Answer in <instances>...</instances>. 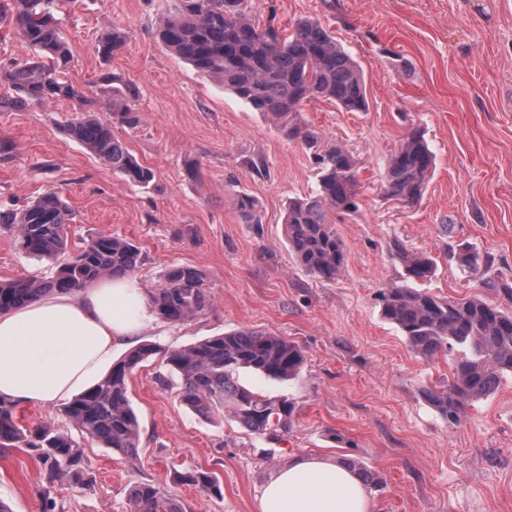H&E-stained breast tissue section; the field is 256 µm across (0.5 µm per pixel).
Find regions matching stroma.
Returning a JSON list of instances; mask_svg holds the SVG:
<instances>
[{
  "instance_id": "1",
  "label": "stroma",
  "mask_w": 512,
  "mask_h": 512,
  "mask_svg": "<svg viewBox=\"0 0 512 512\" xmlns=\"http://www.w3.org/2000/svg\"><path fill=\"white\" fill-rule=\"evenodd\" d=\"M172 3L73 0L59 13L67 76L88 102L0 112V209L25 208L59 188L75 215L70 246L99 234L131 240L141 252L134 275L148 294L170 268L196 267L212 308L181 324L155 318L139 343L179 347L240 328L282 336L303 350L300 374L278 381L243 369L238 381L293 402L295 413L274 456H263L265 439L231 418L189 410L179 378L146 363L129 381L140 421L136 457L81 440L91 481L56 486V512H129V489L140 482L184 512H259L266 481L299 454L351 462L376 478L369 495L379 512H512V376L459 424L448 423L424 392L447 381L452 359L418 357L379 300L405 278L391 252L397 241L438 262L418 289L507 303L453 253L462 245L478 251L488 277L512 284V0H252L263 26L319 21L364 73L368 111L313 101L300 113L356 160L359 209L333 217L347 252L333 280L298 266L284 232L289 200L317 191L311 153L166 49L155 29ZM113 25L130 41L106 61L94 45ZM106 72L136 93L141 122L119 136L153 171L149 187L124 181L65 132L81 109L102 111ZM412 127L424 133L435 170L407 205L388 196L385 175ZM240 194L254 199L258 223L237 209ZM55 270L0 231V280ZM186 467L214 473L221 496L176 481ZM44 474L31 450L0 448V500L12 512H42Z\"/></svg>"
}]
</instances>
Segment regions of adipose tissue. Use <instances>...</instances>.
<instances>
[{"label": "adipose tissue", "instance_id": "adipose-tissue-1", "mask_svg": "<svg viewBox=\"0 0 512 512\" xmlns=\"http://www.w3.org/2000/svg\"><path fill=\"white\" fill-rule=\"evenodd\" d=\"M151 320L147 297L131 275L0 315V397L45 405L69 400L96 384L115 350L132 344ZM374 509L353 467L318 457H295L259 498V512Z\"/></svg>", "mask_w": 512, "mask_h": 512}]
</instances>
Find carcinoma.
Segmentation results:
<instances>
[{
  "mask_svg": "<svg viewBox=\"0 0 512 512\" xmlns=\"http://www.w3.org/2000/svg\"><path fill=\"white\" fill-rule=\"evenodd\" d=\"M70 0H0V28H15L32 50L23 63L0 66V85L13 95H0V111L57 99L82 102L83 87L65 76L69 49L57 26L56 12ZM249 0H177L157 27L160 41L196 70L220 80L239 98L270 120L288 128L313 152L318 166V192L288 203L285 227L288 244L300 266L322 280H334L346 263L342 239L332 224L333 213L358 210V180L353 155L340 144L323 145L318 132L293 123L300 106L311 99L327 100L347 111L368 109L365 80L355 60L319 22L303 20L284 34L271 25L254 23ZM129 35L114 27L98 38L95 50L108 60L123 50ZM135 93L112 95L106 110L110 119L82 112L65 127L126 182L148 186L153 171L139 164L116 126L135 128L141 122L134 108ZM434 156L422 133L409 130L391 155L386 175L387 194L413 203L422 196L432 175ZM72 211L57 191H48L25 209L0 211V227L16 235L23 252L57 263L54 275L0 281V313L48 294L79 291L96 281L133 272L140 262L138 247L128 239L99 234L79 249L68 250L67 227ZM407 279L417 282L435 275L431 256L411 252L400 242L391 245ZM65 261H59V258ZM459 264L479 275L482 287L512 301V286L480 275L487 259L464 247ZM154 312L171 323H183L212 307L202 274L190 266L176 267L151 296ZM383 317L395 324L411 350L436 359L459 348L448 383L425 392L428 403L452 424L464 417L473 402L492 394L500 379L512 375V311L477 297L440 298L407 284H391L380 292ZM161 359L181 379L180 401L209 418L229 415L259 438L278 439L290 424L293 406L266 397L238 383L237 373L250 369L275 380H290L304 364L303 351L271 332L241 329L211 336L181 347L143 344L130 350L94 387L60 409L70 428L125 457L139 448V421L129 397V378L143 364ZM0 447L30 448L46 466L44 512H55L50 489L57 484L81 487L89 483L82 450L72 433L49 424L33 430L15 421V404L0 399ZM181 483L211 494L219 492L215 478L192 468L176 472ZM130 512H183L182 505L149 483L129 491Z\"/></svg>",
  "mask_w": 512,
  "mask_h": 512,
  "instance_id": "carcinoma-1",
  "label": "carcinoma"
}]
</instances>
